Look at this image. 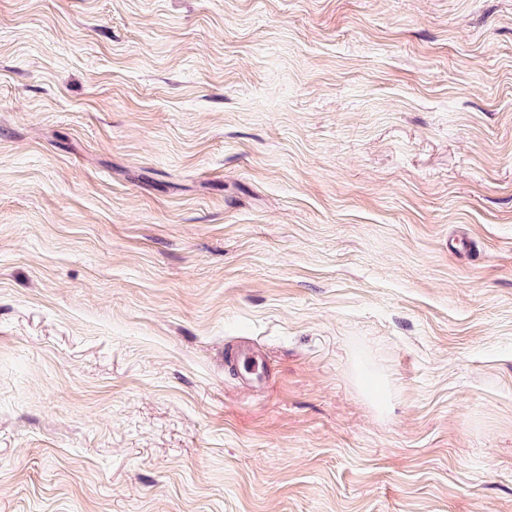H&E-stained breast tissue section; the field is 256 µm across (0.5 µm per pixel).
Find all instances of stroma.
I'll list each match as a JSON object with an SVG mask.
<instances>
[{"label":"stroma","instance_id":"35a3bbf8","mask_svg":"<svg viewBox=\"0 0 512 512\" xmlns=\"http://www.w3.org/2000/svg\"><path fill=\"white\" fill-rule=\"evenodd\" d=\"M0 512H512V0H0ZM224 361L242 375V380L253 385L267 378L265 361L260 349L247 339L229 343L224 352Z\"/></svg>","mask_w":512,"mask_h":512}]
</instances>
